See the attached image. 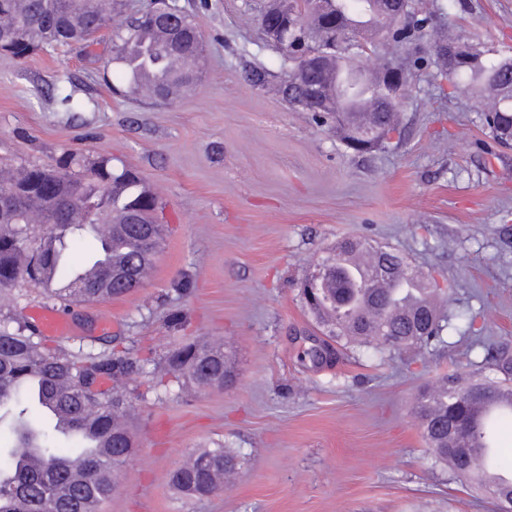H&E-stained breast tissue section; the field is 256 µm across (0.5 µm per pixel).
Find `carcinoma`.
Segmentation results:
<instances>
[{
	"label": "carcinoma",
	"mask_w": 512,
	"mask_h": 512,
	"mask_svg": "<svg viewBox=\"0 0 512 512\" xmlns=\"http://www.w3.org/2000/svg\"><path fill=\"white\" fill-rule=\"evenodd\" d=\"M331 0H279V15L292 23L299 21L316 45L321 40L336 36V26L329 7ZM121 0H100L91 13L82 9V0H0V50L18 56L25 47L14 42L28 40L32 49L42 47L49 40L55 45L70 46L85 40L95 32L109 27L120 17ZM192 27L199 32L195 17L183 13L172 15L162 11L137 19L136 34L132 44L111 47L105 67L120 70L127 90L133 95L172 103L178 99L173 89L179 86L195 88L200 72L191 67L177 68L173 60L205 55V44L199 40L177 42L180 32ZM424 39L432 42L433 64L438 74L448 78L447 49L455 42L431 28V19L416 11L395 24L390 36L380 43L383 62L397 60L398 52L408 43ZM472 63L453 64V91L478 93L484 103L480 120L487 127L496 144L512 129V97L503 90L512 88V55L498 54L485 62L481 53L469 52ZM150 72L155 82L149 93L138 84V74ZM291 74L274 80L262 68L248 73L251 84L278 96L287 97ZM376 75L364 82L356 104L373 105L369 113L368 128L398 129L399 113L380 108L376 96ZM75 156L66 154L55 168L20 165L6 171L0 170V193L8 195L12 208L0 211V292L15 286L20 279L42 284V276L50 272L61 281L70 278L75 266L63 260L67 245L62 237L47 235L41 238L36 250L40 254V267L36 275H29L34 254L17 245L18 230L13 227V214L18 211L34 224H65L75 240H88L92 251L87 261H93L99 251L112 249V272L90 281L91 287L69 293L51 291V297L63 302H93L102 293L119 295L124 288L112 283V278L126 266L142 271L148 256L154 254L155 243L162 237V225L156 221V209L146 201L149 187L138 175L123 170L115 171L109 161L101 160L84 169L75 170ZM96 205L90 206L88 202ZM139 220L149 224L152 236L146 237L133 231L130 222ZM401 268L407 261L390 251L373 255L376 277H387L380 270L384 263ZM340 279L323 283L320 295L308 301L317 310L322 300L347 288V306L341 312L357 315V324L350 329L343 318L326 323L331 339L339 345L372 347L384 354L412 349L418 356L434 355L446 344L444 331L447 319L441 313V303L449 302V291L426 288L432 302L415 304L420 294H408L397 299H386L373 308L372 313H358L357 304L362 296L373 292L371 279L359 274L357 284L340 266ZM418 314L433 320V329L419 336H410L411 323ZM392 338L380 339L381 332ZM149 359L127 347L115 345L107 353L95 356L69 355L47 345L41 337L30 333V326L23 322L15 326L0 324V424L9 421L13 442L0 448V512H91L89 503L106 499L112 485L100 480L105 471L115 469L118 462V445L131 436L128 426L121 424L130 409L129 396L99 389L89 392L85 380H110L119 382L146 369ZM493 378L465 382L454 374L436 379L422 389L414 410L427 426L424 439L432 457L439 464L448 466L456 478H462L480 487L484 471H501L498 453L478 457L470 453L449 451L453 445L491 448L495 442L499 422L512 419V407L483 419L476 418L473 409L502 390H512V363L505 355L490 358ZM38 378L54 385L61 402L85 410L93 426L104 436L105 443L98 453L89 452L81 432L74 438L79 441L76 453L62 454L58 444L63 434L51 418H46L48 428L29 422L27 414L39 407ZM176 384L179 390L188 387L223 388L224 351L210 345V340H193L184 343L167 359L159 384L167 387ZM476 390L480 396L467 400L462 393ZM34 449L40 465L31 466L24 461V454ZM241 462L235 453L224 448H206L191 454L170 474V483L177 491L208 497L223 489V477L235 474Z\"/></svg>",
	"instance_id": "1"
}]
</instances>
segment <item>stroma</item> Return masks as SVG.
I'll return each mask as SVG.
<instances>
[{
    "label": "stroma",
    "instance_id": "stroma-1",
    "mask_svg": "<svg viewBox=\"0 0 512 512\" xmlns=\"http://www.w3.org/2000/svg\"><path fill=\"white\" fill-rule=\"evenodd\" d=\"M178 3L209 55L202 85L173 103L115 94L106 30L87 48L22 60L0 51V163L110 160L145 178L168 226L151 279L61 306L71 331L47 339L79 355L114 340L154 352L124 383L137 448L104 512H495L434 463L414 404L436 376L481 378L488 350H512V149L482 126L479 98L443 93L424 42L409 49L421 64L397 134L355 153L312 113L248 81L254 66L277 78L287 70L259 27L260 0ZM417 4L460 42L512 52V0ZM349 237L395 249L450 289L436 355L341 347L313 364L307 351L327 328L302 284ZM47 303L18 282L0 299V323L31 320ZM203 336L237 346L235 384L182 397L154 388L168 352ZM219 447L244 461L223 493L170 486L186 456Z\"/></svg>",
    "mask_w": 512,
    "mask_h": 512
}]
</instances>
